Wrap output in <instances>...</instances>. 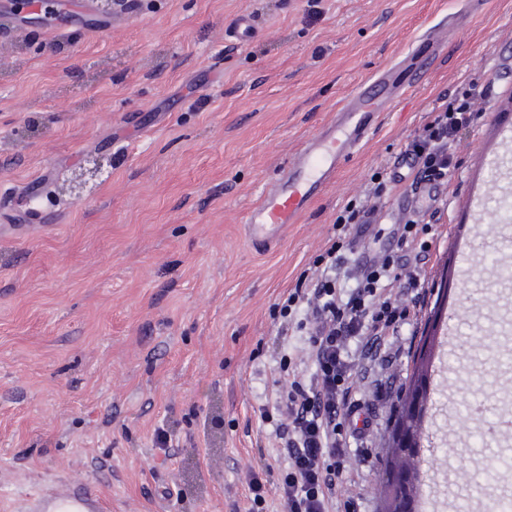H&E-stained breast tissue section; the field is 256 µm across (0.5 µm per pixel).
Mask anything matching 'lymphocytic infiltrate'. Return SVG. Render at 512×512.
Returning a JSON list of instances; mask_svg holds the SVG:
<instances>
[{
  "label": "lymphocytic infiltrate",
  "mask_w": 512,
  "mask_h": 512,
  "mask_svg": "<svg viewBox=\"0 0 512 512\" xmlns=\"http://www.w3.org/2000/svg\"><path fill=\"white\" fill-rule=\"evenodd\" d=\"M487 87L470 81L449 102L426 114L406 152L415 161L411 181L396 179L388 167L377 168L364 192L336 217L339 237L329 239L311 273L299 276L281 305L277 334L306 332L312 368L309 383L292 380L274 407H259L262 420H274L275 439L284 459L282 468L261 460L259 472L248 475L254 504L265 502L260 474H277L284 512H339L336 482L344 472L347 437L357 435L353 379L362 359L398 334L407 310L398 303L406 290L422 295L421 260L434 240L430 226L439 206L403 210L394 225L391 246L373 260L357 257L356 239L377 222L385 200L397 189L416 192L420 185L448 186L459 166L463 135L480 116L477 103ZM308 315L296 319L299 306Z\"/></svg>",
  "instance_id": "obj_1"
}]
</instances>
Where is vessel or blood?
Returning a JSON list of instances; mask_svg holds the SVG:
<instances>
[{
	"label": "vessel or blood",
	"mask_w": 512,
	"mask_h": 512,
	"mask_svg": "<svg viewBox=\"0 0 512 512\" xmlns=\"http://www.w3.org/2000/svg\"><path fill=\"white\" fill-rule=\"evenodd\" d=\"M417 75L416 67L405 64L375 73L342 103L334 121L304 143L245 220L246 236L254 247L265 248L280 241L290 225L299 223L375 129L384 110L383 95L407 86ZM496 139L499 149L485 156V166L497 164L499 150L512 148V118L498 122ZM103 507L88 486L69 483L35 496L23 512H102Z\"/></svg>",
	"instance_id": "1"
}]
</instances>
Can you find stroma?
Returning a JSON list of instances; mask_svg holds the SVG:
<instances>
[{"label": "stroma", "instance_id": "1", "mask_svg": "<svg viewBox=\"0 0 512 512\" xmlns=\"http://www.w3.org/2000/svg\"><path fill=\"white\" fill-rule=\"evenodd\" d=\"M79 2L66 0V34L25 21L0 32V195L14 225L0 236V512L74 477L110 512H248L247 474L275 443L258 408L286 385L281 355L309 345L281 347L278 302L372 172L394 166L444 94L483 74L495 88L441 192L423 269L428 302L447 287L456 331L439 352L422 469L429 512L512 499V473L487 478L491 457L512 459V428L485 430L481 414L512 416V151L482 164L512 113L497 71L512 0H140L110 15ZM244 13L255 31L240 46L230 31ZM453 16L447 46L302 221L253 247L245 220L265 185L355 88ZM37 178L45 190L28 196ZM477 188L485 213L470 218ZM464 227L496 241L494 260L459 263ZM400 303L397 356L355 383L371 426L349 443L360 493L348 512H378L392 394L429 313Z\"/></svg>", "mask_w": 512, "mask_h": 512}]
</instances>
